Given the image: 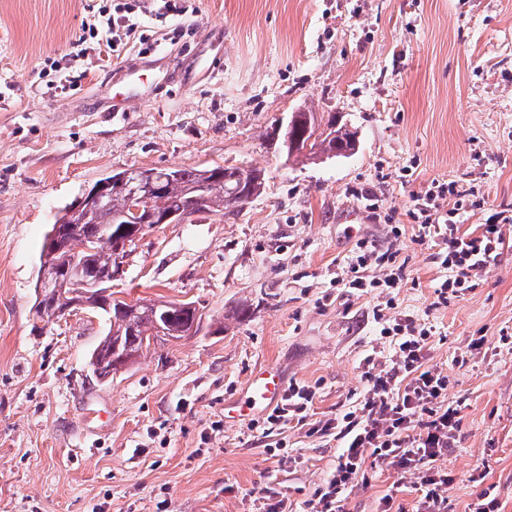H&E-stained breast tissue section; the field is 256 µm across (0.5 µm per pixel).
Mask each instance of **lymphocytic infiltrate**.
Masks as SVG:
<instances>
[{"instance_id": "f902f5d3", "label": "lymphocytic infiltrate", "mask_w": 512, "mask_h": 512, "mask_svg": "<svg viewBox=\"0 0 512 512\" xmlns=\"http://www.w3.org/2000/svg\"><path fill=\"white\" fill-rule=\"evenodd\" d=\"M129 0L99 6L93 22L83 27V39L103 46L107 55H119L137 39L139 24ZM455 186L432 181L415 195L409 212L412 238L429 246L444 270L435 293L439 303L467 290L469 283L495 264L501 243L499 227L512 223V211L494 212L491 223L474 230L448 222L441 213L444 201L456 200ZM407 265L393 248H381L366 238L358 239L345 259L338 261L330 285L348 295L402 287ZM372 317L387 351H372L361 362L364 392L336 418L312 427L314 433L335 434L343 449L335 467L305 500L301 512H346L354 487L368 481L371 472L394 469L414 475L412 490L418 512H448L451 477L441 465L451 440L461 428L459 406L448 402V378L427 356L434 332L419 319L406 315L392 318L382 307ZM315 393L310 386L292 384L282 402L264 422L279 428L308 425Z\"/></svg>"}]
</instances>
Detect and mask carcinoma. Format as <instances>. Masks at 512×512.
Segmentation results:
<instances>
[{
	"mask_svg": "<svg viewBox=\"0 0 512 512\" xmlns=\"http://www.w3.org/2000/svg\"><path fill=\"white\" fill-rule=\"evenodd\" d=\"M335 133L336 136L328 141V148L336 155L344 156L355 149L352 134L344 126L336 127ZM172 172L174 177L165 182L163 191L149 197L135 219V223L146 231L154 226V218L159 215L170 213L189 218L204 211L222 214L226 210L234 212L247 202L244 191L238 188L236 181L227 178L222 166H181ZM127 212L128 201L122 193L112 194L90 213L79 208L77 203H70L55 220L65 232L58 240L54 260L65 265L75 258L83 269L110 276L115 271L113 237L123 225L130 223L124 217ZM137 303L139 306L133 312L107 298L95 300V311L106 321L105 334L99 341L103 350L117 345L136 360L148 349L143 341L157 335L156 323L160 321L165 302L139 298ZM61 310V296L53 292L45 294L35 305L37 318L46 323Z\"/></svg>",
	"mask_w": 512,
	"mask_h": 512,
	"instance_id": "carcinoma-1",
	"label": "carcinoma"
}]
</instances>
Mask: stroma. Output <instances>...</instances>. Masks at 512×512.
Returning <instances> with one entry per match:
<instances>
[{
	"instance_id": "1",
	"label": "stroma",
	"mask_w": 512,
	"mask_h": 512,
	"mask_svg": "<svg viewBox=\"0 0 512 512\" xmlns=\"http://www.w3.org/2000/svg\"><path fill=\"white\" fill-rule=\"evenodd\" d=\"M99 2L0 0V512H251L248 491L273 479L290 501L308 499L337 438L264 437L225 422L224 404L267 364L315 389L314 420L359 396L384 297H340L329 279L361 237L395 245L408 272L396 310L438 331L430 362L462 415L443 461L448 512H469L487 489L512 512V347L500 340L512 335V223L495 265L441 305L429 249L407 233L391 241L385 224L406 223L435 179L477 189L456 217L464 227L512 209V0H186L189 13L168 17L143 0V42L115 59L87 41L72 67L79 89L40 79ZM218 55L223 71L206 74ZM130 69L142 100L109 111ZM299 110L339 116L356 153L269 146L271 125ZM215 165L264 170V192L238 212L156 225L115 283L133 299L195 302L202 331L95 380L102 316L47 326L34 315L50 224L114 172ZM351 207L361 220L345 219ZM278 441L290 460L267 457ZM411 481L374 473L348 510L376 512L393 492L416 512Z\"/></svg>"
}]
</instances>
